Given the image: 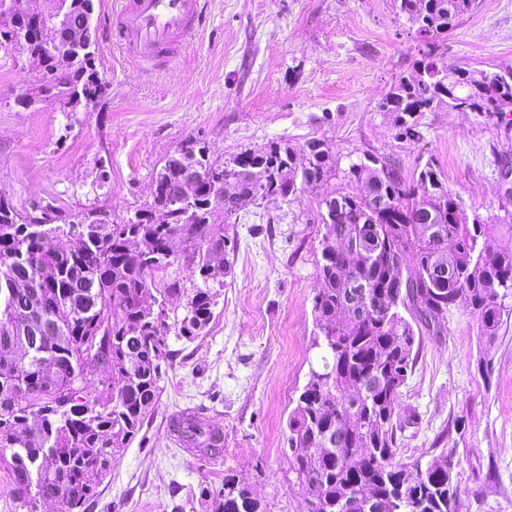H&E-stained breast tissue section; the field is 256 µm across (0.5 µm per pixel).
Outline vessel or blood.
I'll list each match as a JSON object with an SVG mask.
<instances>
[{
  "instance_id": "vessel-or-blood-1",
  "label": "vessel or blood",
  "mask_w": 512,
  "mask_h": 512,
  "mask_svg": "<svg viewBox=\"0 0 512 512\" xmlns=\"http://www.w3.org/2000/svg\"><path fill=\"white\" fill-rule=\"evenodd\" d=\"M206 0H114L103 34L127 60L152 73L175 60L203 26Z\"/></svg>"
}]
</instances>
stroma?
<instances>
[{
  "label": "stroma",
  "mask_w": 512,
  "mask_h": 512,
  "mask_svg": "<svg viewBox=\"0 0 512 512\" xmlns=\"http://www.w3.org/2000/svg\"><path fill=\"white\" fill-rule=\"evenodd\" d=\"M206 14L182 54L152 76L98 39L107 93L69 117L48 102L24 105L38 70L0 53V193L23 211L45 198L65 213L101 211L119 223L151 203L156 172L187 137H203L224 158L322 139L343 160L366 151L395 160L409 179L433 160L468 213L512 222V185L502 180L512 112H427L412 141L380 111L419 57L394 0H208ZM437 61L476 75L512 69V0H478ZM360 190L333 177L247 202L229 219L215 211L237 246L212 320L195 340L169 336L176 357L159 400L136 438L116 449L86 512H201V485L228 473L265 512H306L287 438L316 361L312 306L328 232L321 200ZM506 304L492 337L465 305L451 308L439 334H420L401 389L413 419L397 434L395 462L413 470L451 460L457 512H512V297ZM196 408L224 436L218 456L183 448L169 428Z\"/></svg>",
  "instance_id": "1"
}]
</instances>
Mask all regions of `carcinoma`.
I'll return each instance as SVG.
<instances>
[{
	"label": "carcinoma",
	"instance_id": "1",
	"mask_svg": "<svg viewBox=\"0 0 512 512\" xmlns=\"http://www.w3.org/2000/svg\"><path fill=\"white\" fill-rule=\"evenodd\" d=\"M69 26L92 27L94 0H54ZM421 44L413 72L385 101L402 138H421L426 112L465 98L474 112L512 107V71L484 75L477 84L466 68L440 67V38L472 11L476 0H394ZM66 79L52 99L72 94L99 100L107 90L96 47L72 51ZM37 83H50L61 65L44 51ZM294 150L271 142L228 158L213 155L200 137L184 139L156 173L152 202L139 218L89 224L86 236L50 250L31 229V216L0 193V468L9 472L16 507L40 512H85L112 467L113 450L141 431L160 393L162 366L174 360L169 333L191 341L213 317L212 273L235 249L224 225L210 223L213 208L235 214L270 193L288 197L332 176L365 183L360 195H328L321 219L332 233L320 249L313 313L319 350L288 419L290 465L305 488L308 512H453V477L408 471L394 464L403 417L401 387L412 372L419 323L438 331L448 310L465 303L481 333L497 334L504 299L512 295V251L497 249L502 228L469 219L459 196L429 159L412 181L385 157L366 152L341 168L324 140ZM196 159L202 191L192 203L173 193L185 162ZM232 183L218 195L213 180ZM391 202L390 213L374 200ZM163 211L164 224L150 223ZM368 241L353 254L345 242ZM416 265L404 267L407 255ZM184 265L192 288L175 280L155 285V274ZM186 295L183 314L170 317L166 298ZM412 319H407L403 312ZM170 425L184 447L214 453L221 435L198 412L183 411ZM372 449L366 458L358 448ZM203 512H264L250 488L227 475L221 487L201 486Z\"/></svg>",
	"mask_w": 512,
	"mask_h": 512
}]
</instances>
